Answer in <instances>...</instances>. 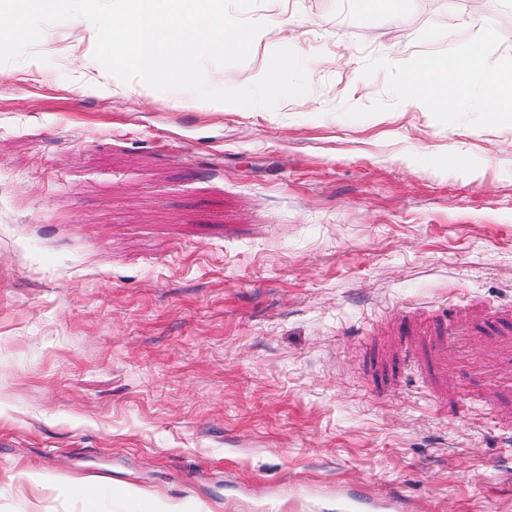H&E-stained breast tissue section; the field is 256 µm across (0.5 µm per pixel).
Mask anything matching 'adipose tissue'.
Wrapping results in <instances>:
<instances>
[{"label":"adipose tissue","mask_w":512,"mask_h":512,"mask_svg":"<svg viewBox=\"0 0 512 512\" xmlns=\"http://www.w3.org/2000/svg\"><path fill=\"white\" fill-rule=\"evenodd\" d=\"M469 83L481 84L486 90L478 111L491 120L505 119L512 106V63L489 61L473 48L416 65L402 88V96L427 112H461L468 107L462 89Z\"/></svg>","instance_id":"1"}]
</instances>
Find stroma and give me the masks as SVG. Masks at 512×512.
I'll use <instances>...</instances> for the list:
<instances>
[{
    "label": "stroma",
    "instance_id": "obj_1",
    "mask_svg": "<svg viewBox=\"0 0 512 512\" xmlns=\"http://www.w3.org/2000/svg\"><path fill=\"white\" fill-rule=\"evenodd\" d=\"M505 2L261 0L218 73L289 45L273 109L74 72L66 21L0 65V512H512V120L400 94L511 60Z\"/></svg>",
    "mask_w": 512,
    "mask_h": 512
}]
</instances>
